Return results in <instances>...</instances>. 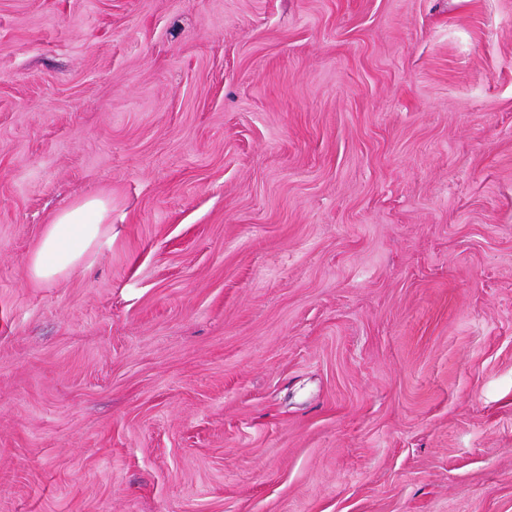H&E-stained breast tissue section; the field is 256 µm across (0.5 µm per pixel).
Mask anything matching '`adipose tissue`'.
Here are the masks:
<instances>
[{"mask_svg": "<svg viewBox=\"0 0 512 512\" xmlns=\"http://www.w3.org/2000/svg\"><path fill=\"white\" fill-rule=\"evenodd\" d=\"M112 243V209L107 200L76 201L48 224L28 261L33 279L55 281L86 268L91 256Z\"/></svg>", "mask_w": 512, "mask_h": 512, "instance_id": "ef3b65f1", "label": "adipose tissue"}]
</instances>
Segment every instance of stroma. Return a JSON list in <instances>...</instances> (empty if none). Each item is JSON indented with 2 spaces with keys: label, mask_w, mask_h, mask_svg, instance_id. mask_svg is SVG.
Listing matches in <instances>:
<instances>
[{
  "label": "stroma",
  "mask_w": 512,
  "mask_h": 512,
  "mask_svg": "<svg viewBox=\"0 0 512 512\" xmlns=\"http://www.w3.org/2000/svg\"><path fill=\"white\" fill-rule=\"evenodd\" d=\"M0 512H512V0H0ZM111 214L103 198L81 199L60 211L29 258L32 278L55 281L85 269L91 256L112 243Z\"/></svg>",
  "instance_id": "1"
}]
</instances>
